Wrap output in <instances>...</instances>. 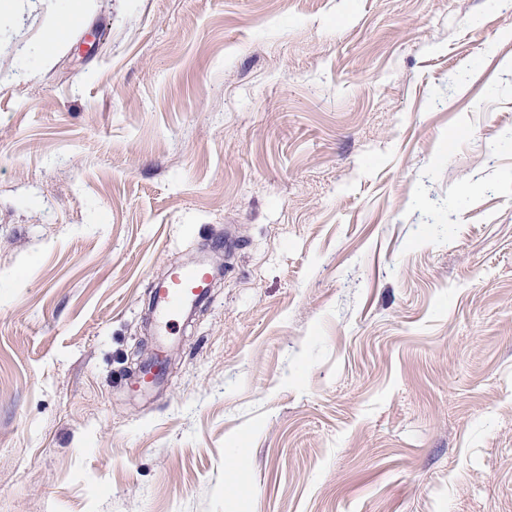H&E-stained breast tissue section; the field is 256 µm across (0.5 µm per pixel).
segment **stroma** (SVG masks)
Returning a JSON list of instances; mask_svg holds the SVG:
<instances>
[{
	"label": "stroma",
	"mask_w": 512,
	"mask_h": 512,
	"mask_svg": "<svg viewBox=\"0 0 512 512\" xmlns=\"http://www.w3.org/2000/svg\"><path fill=\"white\" fill-rule=\"evenodd\" d=\"M73 6L0 0V512H512V0ZM210 285V273L199 264L174 268L155 295V305L161 321L171 325L184 307L202 297Z\"/></svg>",
	"instance_id": "stroma-1"
}]
</instances>
